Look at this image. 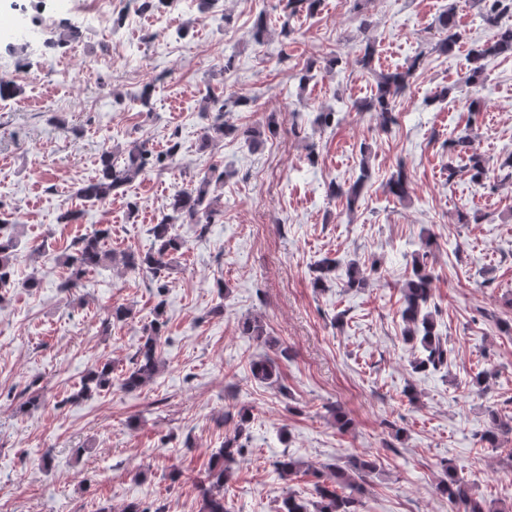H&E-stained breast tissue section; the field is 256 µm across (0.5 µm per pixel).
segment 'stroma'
Instances as JSON below:
<instances>
[{
    "instance_id": "stroma-1",
    "label": "stroma",
    "mask_w": 512,
    "mask_h": 512,
    "mask_svg": "<svg viewBox=\"0 0 512 512\" xmlns=\"http://www.w3.org/2000/svg\"><path fill=\"white\" fill-rule=\"evenodd\" d=\"M63 3L42 0L45 47L32 55L17 0H0L10 26L0 32V64L19 59L29 70L20 94L0 103V217L14 220L20 240L15 283L0 300V512H121L131 501L198 512L194 483L244 405L253 419L226 486L231 512H276L291 491L313 497L329 465L352 455L377 463L360 512H452L437 491L446 461L475 497L512 512V433L495 448L481 441L492 415L512 417V329L499 328L512 326V54L494 59L482 86L461 88L469 49L496 34L478 0H323L317 14L288 20L278 0H218L204 11L176 0L108 35L85 23L79 53L67 58L57 46ZM452 5L462 38L444 53L438 17ZM261 13L270 39L259 46L249 33ZM368 48L367 70L356 60ZM329 52L339 59L330 71L320 64ZM411 64L397 122L381 131L376 113L359 106L378 74ZM307 66L314 77L302 87L295 74ZM152 78L154 110L139 111L128 96ZM233 92L255 103L226 113L228 124L259 128L273 112L300 134L254 150L234 136L201 148L202 99ZM323 109L338 123L317 125ZM452 135L484 158L483 185L447 148ZM172 138L182 145L177 168L150 172L104 204L78 196L102 145L146 140L161 150ZM214 164L224 171L215 190L222 216L202 234L175 224L186 247L158 294L149 273L124 269L119 257L150 251L169 196ZM364 168L355 206L329 197V183L350 185ZM400 169L411 181L403 201L385 191ZM68 210L81 212L78 223H60ZM463 212L480 219L461 223ZM104 225L114 260L62 292L59 256ZM427 234L428 310L451 359L421 372L401 309ZM327 256L357 263L367 284L349 288L339 276L314 287ZM31 277L39 288H25ZM121 304L132 315L117 323L111 310ZM159 304L166 325L153 381L77 398L91 367L131 368ZM248 318L265 341L243 335ZM264 357L278 361L271 384L250 372ZM481 371L490 377L478 385ZM32 391L43 399L36 409L26 403ZM332 405L348 414L347 430ZM285 456L300 463L288 480L275 467Z\"/></svg>"
}]
</instances>
